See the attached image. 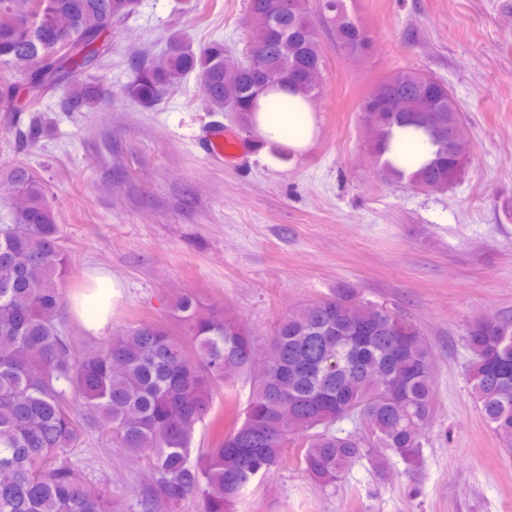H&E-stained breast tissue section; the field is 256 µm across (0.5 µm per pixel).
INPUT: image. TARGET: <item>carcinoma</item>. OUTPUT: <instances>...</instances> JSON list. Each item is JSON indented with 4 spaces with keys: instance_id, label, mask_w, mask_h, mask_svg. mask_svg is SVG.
Here are the masks:
<instances>
[{
    "instance_id": "obj_1",
    "label": "carcinoma",
    "mask_w": 512,
    "mask_h": 512,
    "mask_svg": "<svg viewBox=\"0 0 512 512\" xmlns=\"http://www.w3.org/2000/svg\"><path fill=\"white\" fill-rule=\"evenodd\" d=\"M138 0H0V70L26 80L0 88L7 112H36L64 90L72 112H99L107 98L79 78L112 52V28ZM336 45L353 59L372 48L344 0H321ZM248 58L224 45L194 47L173 33L160 59H139L125 95L151 106L196 74L217 112H235L248 130L267 75L312 101L325 64L316 20L305 0H248ZM369 148L391 181L441 191L465 174L472 143L447 84L398 70L377 82L360 106ZM396 128L431 141L432 157L410 175L383 159ZM12 192L13 223L0 226V512H111V497L79 481L74 456L94 431L121 452L148 460L144 512L189 497L202 512H233L255 482L297 449L317 483H336L368 449L338 421L362 425L373 448L407 463L420 457L433 415V356L419 330L388 309L345 290L280 316L260 342L234 317L178 294L175 334L157 322L129 324L91 350L70 336L61 316L68 273L64 235L48 189L28 168L0 170ZM471 395L488 425L512 447V321H475L466 337ZM250 396L229 432L210 448H192L217 388L238 379Z\"/></svg>"
}]
</instances>
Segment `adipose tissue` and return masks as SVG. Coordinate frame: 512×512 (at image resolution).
Wrapping results in <instances>:
<instances>
[{"instance_id": "obj_1", "label": "adipose tissue", "mask_w": 512, "mask_h": 512, "mask_svg": "<svg viewBox=\"0 0 512 512\" xmlns=\"http://www.w3.org/2000/svg\"><path fill=\"white\" fill-rule=\"evenodd\" d=\"M255 121L258 135L268 146L285 147L295 153L309 148L317 130L310 106L301 97L277 90L261 97Z\"/></svg>"}]
</instances>
